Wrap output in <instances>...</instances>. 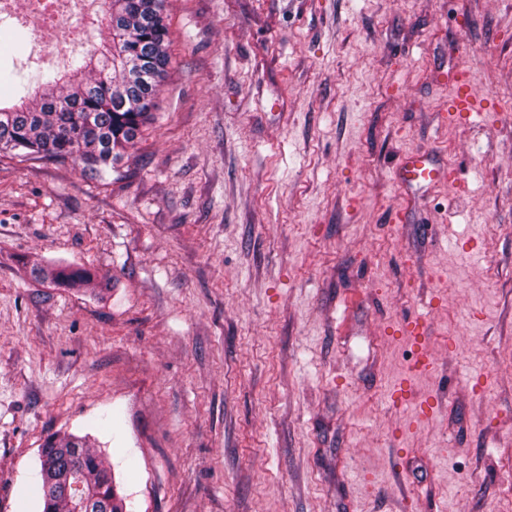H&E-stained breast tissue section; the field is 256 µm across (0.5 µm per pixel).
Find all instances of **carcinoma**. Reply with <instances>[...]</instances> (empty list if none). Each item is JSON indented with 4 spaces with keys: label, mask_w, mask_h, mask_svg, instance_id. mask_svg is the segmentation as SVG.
Returning a JSON list of instances; mask_svg holds the SVG:
<instances>
[{
    "label": "carcinoma",
    "mask_w": 512,
    "mask_h": 512,
    "mask_svg": "<svg viewBox=\"0 0 512 512\" xmlns=\"http://www.w3.org/2000/svg\"><path fill=\"white\" fill-rule=\"evenodd\" d=\"M112 41L68 69L44 73L37 91L0 101V151L23 158L71 159L100 178L116 170L152 110L171 64L165 0H109ZM56 284L92 274L61 266L32 269ZM42 512H124L111 470L88 436L53 435L40 448Z\"/></svg>",
    "instance_id": "1"
}]
</instances>
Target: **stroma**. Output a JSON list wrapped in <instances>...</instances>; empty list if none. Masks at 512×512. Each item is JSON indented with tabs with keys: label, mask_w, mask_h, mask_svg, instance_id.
Returning <instances> with one entry per match:
<instances>
[{
	"label": "stroma",
	"mask_w": 512,
	"mask_h": 512,
	"mask_svg": "<svg viewBox=\"0 0 512 512\" xmlns=\"http://www.w3.org/2000/svg\"><path fill=\"white\" fill-rule=\"evenodd\" d=\"M86 10L15 7L0 62L93 53ZM166 15L118 173L0 153V512H40L53 433L127 512H512V0ZM461 71L484 103L452 118ZM423 151L455 177L396 182ZM60 262L92 282L31 274ZM24 2L27 4L28 10L36 11L46 16V19L55 26L65 20L66 12L63 8L65 1L63 0H24ZM60 3L62 4L61 10Z\"/></svg>",
	"instance_id": "1"
}]
</instances>
